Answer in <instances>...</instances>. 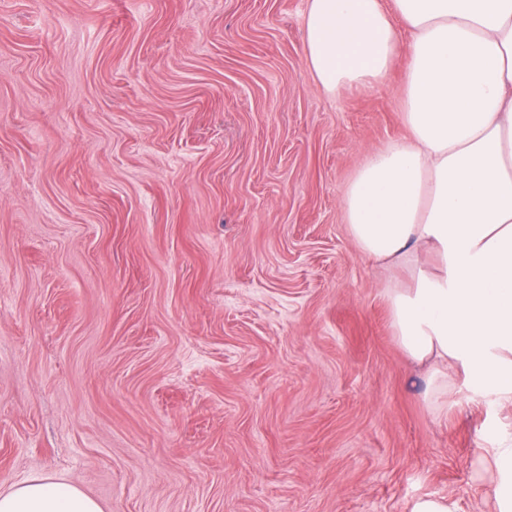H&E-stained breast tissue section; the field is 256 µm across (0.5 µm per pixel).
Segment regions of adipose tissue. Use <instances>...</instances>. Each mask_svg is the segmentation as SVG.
I'll return each instance as SVG.
<instances>
[{
	"instance_id": "1",
	"label": "adipose tissue",
	"mask_w": 512,
	"mask_h": 512,
	"mask_svg": "<svg viewBox=\"0 0 512 512\" xmlns=\"http://www.w3.org/2000/svg\"><path fill=\"white\" fill-rule=\"evenodd\" d=\"M410 36L405 139L367 152L345 191L359 252L413 271L386 290L394 338L424 399L457 380L512 406V0H309L306 60L335 93L386 77ZM497 512H512V442L489 449ZM0 512H102L79 487L34 478Z\"/></svg>"
}]
</instances>
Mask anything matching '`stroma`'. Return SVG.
I'll return each instance as SVG.
<instances>
[{"label": "stroma", "mask_w": 512, "mask_h": 512, "mask_svg": "<svg viewBox=\"0 0 512 512\" xmlns=\"http://www.w3.org/2000/svg\"><path fill=\"white\" fill-rule=\"evenodd\" d=\"M309 0H0V490L103 512H493L512 406L434 414L343 222L410 38L330 95ZM0 512H102L79 487L51 478L30 479L0 492ZM408 512H457L456 503L447 497L425 496L413 500Z\"/></svg>", "instance_id": "1"}]
</instances>
